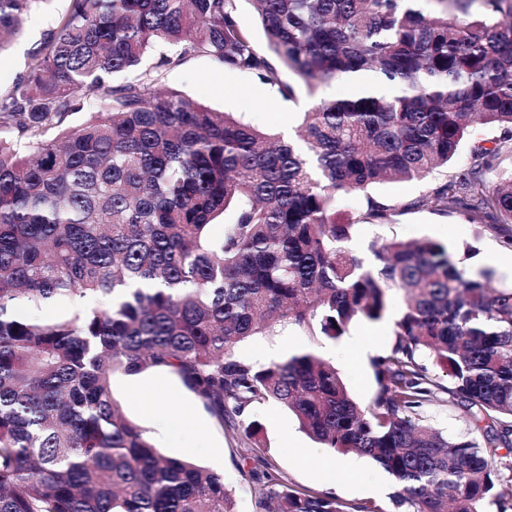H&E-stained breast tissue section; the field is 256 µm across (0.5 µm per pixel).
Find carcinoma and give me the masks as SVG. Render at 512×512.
<instances>
[{"mask_svg":"<svg viewBox=\"0 0 512 512\" xmlns=\"http://www.w3.org/2000/svg\"><path fill=\"white\" fill-rule=\"evenodd\" d=\"M44 2L0 0V52ZM422 2L251 0L263 54L236 0H70L0 92V512H234L222 475L168 455L122 411L115 375L149 369L253 444L241 473L255 512H386L290 485L249 415L266 401L320 447L383 469L395 512H485L512 472L497 455L512 447V286L429 238L372 243L369 263L350 248L359 223L396 211L375 184L422 181L464 143L469 167L403 209L512 226V170L487 182L512 156V0ZM193 55L286 100L291 72L317 100L286 140L157 86ZM366 74L379 88L319 95ZM359 194L360 218L336 220ZM395 291L366 405L316 345L265 364L235 352L275 325L336 341L385 318ZM59 303L72 313L53 322L21 314ZM439 391L483 442L423 423Z\"/></svg>","mask_w":512,"mask_h":512,"instance_id":"obj_1","label":"carcinoma"}]
</instances>
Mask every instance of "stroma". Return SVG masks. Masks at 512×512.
I'll return each mask as SVG.
<instances>
[{"label":"stroma","instance_id":"1","mask_svg":"<svg viewBox=\"0 0 512 512\" xmlns=\"http://www.w3.org/2000/svg\"><path fill=\"white\" fill-rule=\"evenodd\" d=\"M68 6L69 0H46L26 18L22 35L0 53V88L9 87L23 75L29 52ZM160 86L181 92L216 110L240 113L253 126L277 133L287 127L296 128L302 112L308 111L315 102L305 87H298L295 97L286 100L250 75L197 55L177 68L164 71ZM468 163L469 153L464 150L454 164L427 180L377 185L374 195L401 206L402 211L389 224L359 225L352 241L356 254L367 256L369 243L395 237L468 244L476 254L491 257L490 267L499 281L511 285L512 244L508 243L505 232L471 224L455 207L445 212L407 207L408 202L445 182L449 175L460 172ZM349 333L363 337V352L347 351L342 339L320 340L319 347L325 357L336 363L353 395L366 403L376 388L371 360L389 352L394 339V320L389 317L378 324L361 321L352 325ZM302 343V338L288 327L279 326L238 344L235 352L244 359L267 363L281 359ZM114 392L124 413L145 428L168 455L189 459L223 474L225 484L234 492L235 512H254L253 491L238 468L244 446L239 434L234 429L219 426L174 375L146 372L133 378L118 376L114 379ZM253 414L263 426L260 435L263 448L291 484L321 492L330 488L339 500L370 501L389 512V497L395 487L390 477L368 459L351 453H330V460L354 469L353 475L331 479L323 463L312 456L315 443L300 429L291 411L277 403L266 402L256 405ZM420 415L425 423L449 437L465 438L476 434L466 409L452 402L445 393H438L421 409Z\"/></svg>","mask_w":512,"mask_h":512}]
</instances>
